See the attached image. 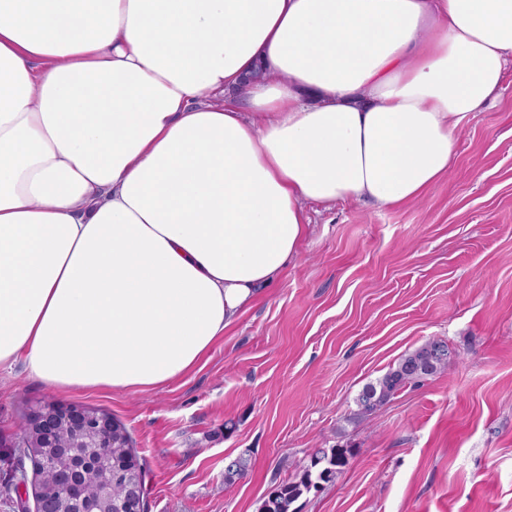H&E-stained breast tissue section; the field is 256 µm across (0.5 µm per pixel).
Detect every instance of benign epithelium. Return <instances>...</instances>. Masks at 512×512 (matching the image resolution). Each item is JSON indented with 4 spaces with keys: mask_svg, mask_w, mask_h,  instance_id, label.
Here are the masks:
<instances>
[{
    "mask_svg": "<svg viewBox=\"0 0 512 512\" xmlns=\"http://www.w3.org/2000/svg\"><path fill=\"white\" fill-rule=\"evenodd\" d=\"M32 466L35 512H144L142 467L126 448V432L95 407L47 403L32 411L22 430ZM49 472H38L47 457Z\"/></svg>",
    "mask_w": 512,
    "mask_h": 512,
    "instance_id": "obj_1",
    "label": "benign epithelium"
}]
</instances>
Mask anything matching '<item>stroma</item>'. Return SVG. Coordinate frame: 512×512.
I'll use <instances>...</instances> for the list:
<instances>
[{
	"mask_svg": "<svg viewBox=\"0 0 512 512\" xmlns=\"http://www.w3.org/2000/svg\"><path fill=\"white\" fill-rule=\"evenodd\" d=\"M298 255L184 378L144 391L59 393L0 376V512L21 427L49 402L126 428L146 512H258L317 448L351 446L300 512H512V69L460 133L447 178L417 204H308ZM446 370L354 421V399L427 340ZM249 450L228 486V455ZM252 468V457L249 450H243L235 456H228L224 465V483L233 485L244 478Z\"/></svg>",
	"mask_w": 512,
	"mask_h": 512,
	"instance_id": "1",
	"label": "stroma"
}]
</instances>
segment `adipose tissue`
<instances>
[{"mask_svg": "<svg viewBox=\"0 0 512 512\" xmlns=\"http://www.w3.org/2000/svg\"><path fill=\"white\" fill-rule=\"evenodd\" d=\"M511 62L512 0H0V371L181 379L307 204L419 201Z\"/></svg>", "mask_w": 512, "mask_h": 512, "instance_id": "1", "label": "adipose tissue"}]
</instances>
